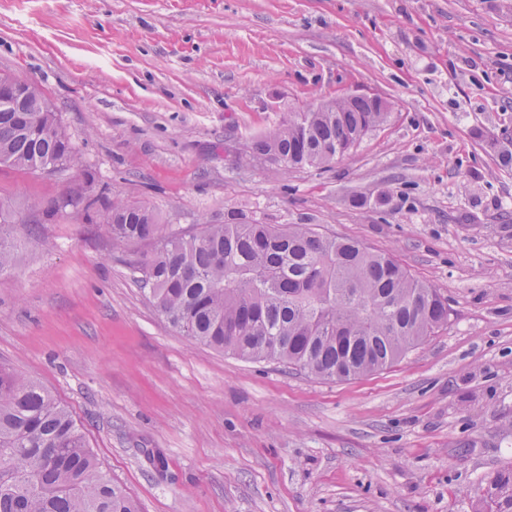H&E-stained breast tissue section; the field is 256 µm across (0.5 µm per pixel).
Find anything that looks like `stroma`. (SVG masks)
I'll return each instance as SVG.
<instances>
[{
	"instance_id": "1",
	"label": "stroma",
	"mask_w": 512,
	"mask_h": 512,
	"mask_svg": "<svg viewBox=\"0 0 512 512\" xmlns=\"http://www.w3.org/2000/svg\"><path fill=\"white\" fill-rule=\"evenodd\" d=\"M29 80L77 169L0 167L19 249L0 365L69 410L139 512H488L512 468V0H0V76ZM357 93L386 124L325 169L248 154ZM315 224L392 253L448 326L327 382L180 335L100 221Z\"/></svg>"
}]
</instances>
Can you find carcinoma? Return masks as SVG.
Instances as JSON below:
<instances>
[{
  "label": "carcinoma",
  "mask_w": 512,
  "mask_h": 512,
  "mask_svg": "<svg viewBox=\"0 0 512 512\" xmlns=\"http://www.w3.org/2000/svg\"><path fill=\"white\" fill-rule=\"evenodd\" d=\"M337 112H290L252 141V154L285 172L326 167L387 122L366 98L334 99ZM29 124L0 103V166H60L74 147L33 87ZM0 205V274L14 263ZM112 248L151 247L133 265L156 308L179 333L252 361L285 362L329 381L384 370L448 326V304L393 254L318 232L264 224L230 210L222 224L170 230L148 207L112 202L103 218ZM485 498L512 512V473ZM0 512H138L102 470L82 428L47 388L0 366Z\"/></svg>",
  "instance_id": "obj_1"
}]
</instances>
